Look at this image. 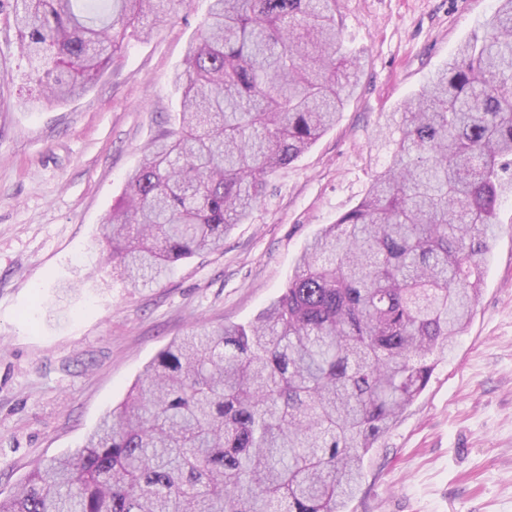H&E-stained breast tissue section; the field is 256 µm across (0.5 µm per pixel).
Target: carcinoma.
<instances>
[{"label": "carcinoma", "mask_w": 512, "mask_h": 512, "mask_svg": "<svg viewBox=\"0 0 512 512\" xmlns=\"http://www.w3.org/2000/svg\"><path fill=\"white\" fill-rule=\"evenodd\" d=\"M176 0H12L42 98L87 91ZM339 0H211L177 125L102 223L132 283L224 235L354 95ZM396 110L365 197L302 251L246 325L170 341L83 447L39 463L0 512H344L365 456L465 331L512 193V0Z\"/></svg>", "instance_id": "cac0c4a2"}]
</instances>
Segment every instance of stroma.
Masks as SVG:
<instances>
[{"label": "stroma", "instance_id": "obj_1", "mask_svg": "<svg viewBox=\"0 0 512 512\" xmlns=\"http://www.w3.org/2000/svg\"><path fill=\"white\" fill-rule=\"evenodd\" d=\"M496 4L340 0L341 44L364 71L335 127L269 177L223 250L137 288L100 225L175 122L174 77L210 0H183L61 104L38 101L0 14V495L80 448L168 342L202 323H248L275 300L305 244L383 169L393 111L482 34ZM499 218L468 328L366 455L346 512H512V195Z\"/></svg>", "mask_w": 512, "mask_h": 512}]
</instances>
